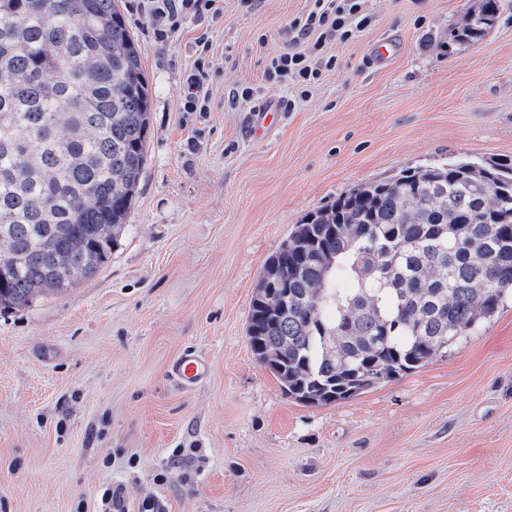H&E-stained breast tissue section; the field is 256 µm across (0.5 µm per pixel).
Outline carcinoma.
I'll use <instances>...</instances> for the list:
<instances>
[{
  "mask_svg": "<svg viewBox=\"0 0 512 512\" xmlns=\"http://www.w3.org/2000/svg\"><path fill=\"white\" fill-rule=\"evenodd\" d=\"M480 0L456 42L484 37ZM141 48L118 0H0V306L95 275L147 162ZM512 296V159L405 169L308 213L264 264L246 334L284 393L349 399L424 367Z\"/></svg>",
  "mask_w": 512,
  "mask_h": 512,
  "instance_id": "cac0c4a2",
  "label": "carcinoma"
}]
</instances>
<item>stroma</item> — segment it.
I'll return each instance as SVG.
<instances>
[{
  "label": "stroma",
  "mask_w": 512,
  "mask_h": 512,
  "mask_svg": "<svg viewBox=\"0 0 512 512\" xmlns=\"http://www.w3.org/2000/svg\"><path fill=\"white\" fill-rule=\"evenodd\" d=\"M474 3L365 0L371 26L330 45L335 71L302 99L264 69L310 0H224L161 39L120 0L151 95L147 162L107 265L0 309V512H94L107 483L162 512H512L511 299L426 366L321 406L288 398L246 338L263 265L305 214L405 168L512 158V0L482 40L450 41ZM207 29L210 109L189 112ZM386 33L400 51L375 71ZM264 98L293 106L260 140ZM191 349L211 373L188 391L169 369ZM398 50L399 46L394 38L379 39L369 46L367 63L376 69H387L398 54Z\"/></svg>",
  "instance_id": "35a3bbf8"
}]
</instances>
